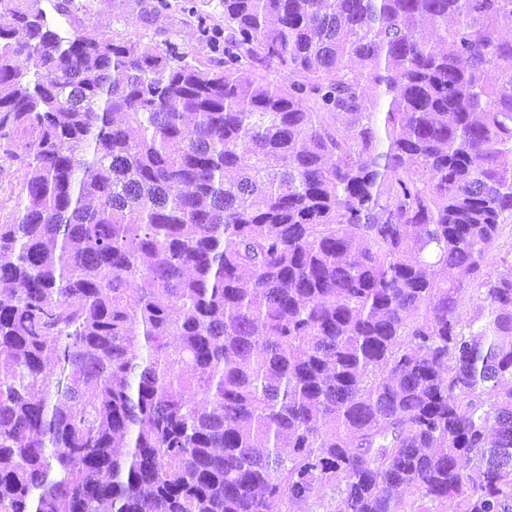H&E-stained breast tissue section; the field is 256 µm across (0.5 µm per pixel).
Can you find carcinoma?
I'll return each instance as SVG.
<instances>
[{
	"instance_id": "carcinoma-1",
	"label": "carcinoma",
	"mask_w": 512,
	"mask_h": 512,
	"mask_svg": "<svg viewBox=\"0 0 512 512\" xmlns=\"http://www.w3.org/2000/svg\"><path fill=\"white\" fill-rule=\"evenodd\" d=\"M220 4L0 0V512H512V0ZM40 1L39 6L46 11L48 18L63 30L73 27L128 37L145 35L143 41L148 43L162 44L168 39L177 42L189 57L203 60L208 57V50L197 39L192 20L175 6L148 16L144 21L145 7L154 0H73L69 17L57 15L52 8L54 2ZM21 173L15 163L6 155L0 154V214L2 221L9 219L16 197L21 189Z\"/></svg>"
}]
</instances>
